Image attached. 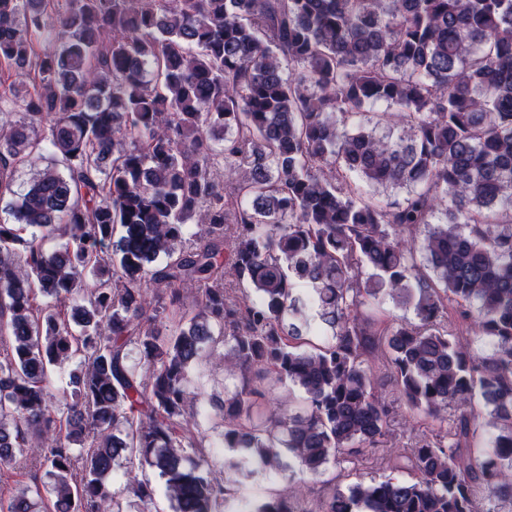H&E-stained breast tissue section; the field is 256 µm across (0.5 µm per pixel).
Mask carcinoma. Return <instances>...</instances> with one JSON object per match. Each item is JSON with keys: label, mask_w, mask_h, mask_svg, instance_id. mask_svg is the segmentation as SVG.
Wrapping results in <instances>:
<instances>
[{"label": "carcinoma", "mask_w": 512, "mask_h": 512, "mask_svg": "<svg viewBox=\"0 0 512 512\" xmlns=\"http://www.w3.org/2000/svg\"><path fill=\"white\" fill-rule=\"evenodd\" d=\"M0 65V478L49 477L0 512L145 510L137 467L172 512L512 508V0H0ZM46 150L68 175L18 190ZM205 356L240 381L206 415L261 469L448 427L383 458L406 481L247 499L206 448ZM35 461L32 460V455L27 460H21L10 472L8 478L4 477V481L9 484L10 487H14L16 484H28L33 485L34 477H36L37 483L43 491V485L49 482V478L46 475L44 468H39L35 465Z\"/></svg>", "instance_id": "cac0c4a2"}]
</instances>
